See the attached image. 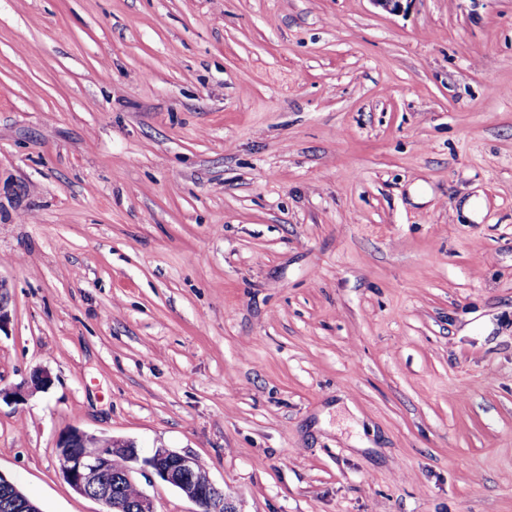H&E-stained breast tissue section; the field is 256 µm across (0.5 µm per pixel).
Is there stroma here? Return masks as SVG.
Masks as SVG:
<instances>
[{"label":"stroma","instance_id":"stroma-1","mask_svg":"<svg viewBox=\"0 0 512 512\" xmlns=\"http://www.w3.org/2000/svg\"><path fill=\"white\" fill-rule=\"evenodd\" d=\"M0 281L42 512H102L73 427L239 512H512V0H0ZM50 382V377L46 372L42 370H35L31 375L30 380L15 387L12 391L3 392L2 389H0V401L2 398L6 400H13L14 402L22 401L29 391L45 389Z\"/></svg>","mask_w":512,"mask_h":512}]
</instances>
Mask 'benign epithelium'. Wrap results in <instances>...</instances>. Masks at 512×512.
<instances>
[{"label": "benign epithelium", "instance_id": "obj_1", "mask_svg": "<svg viewBox=\"0 0 512 512\" xmlns=\"http://www.w3.org/2000/svg\"><path fill=\"white\" fill-rule=\"evenodd\" d=\"M49 384V375L36 370L30 380L13 390H0V399L18 402L30 391L44 389ZM56 449L58 464L67 483L77 493L102 504L103 512H157L153 498L139 489L134 477L136 473L150 483L158 479L177 488L199 507L198 512H239L234 501L213 483L193 454L157 448L152 455L142 457L132 441L98 437L77 427L59 437ZM117 457L124 459L125 466L111 480L112 459ZM124 485L138 488V496L132 505L119 492Z\"/></svg>", "mask_w": 512, "mask_h": 512}]
</instances>
